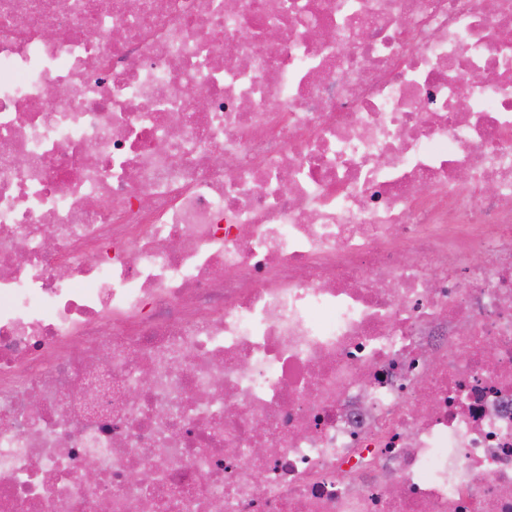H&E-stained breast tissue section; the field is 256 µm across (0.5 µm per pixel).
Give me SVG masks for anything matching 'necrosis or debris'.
Masks as SVG:
<instances>
[{"mask_svg":"<svg viewBox=\"0 0 512 512\" xmlns=\"http://www.w3.org/2000/svg\"><path fill=\"white\" fill-rule=\"evenodd\" d=\"M224 3L0 0V512H512V0Z\"/></svg>","mask_w":512,"mask_h":512,"instance_id":"1","label":"necrosis or debris"}]
</instances>
